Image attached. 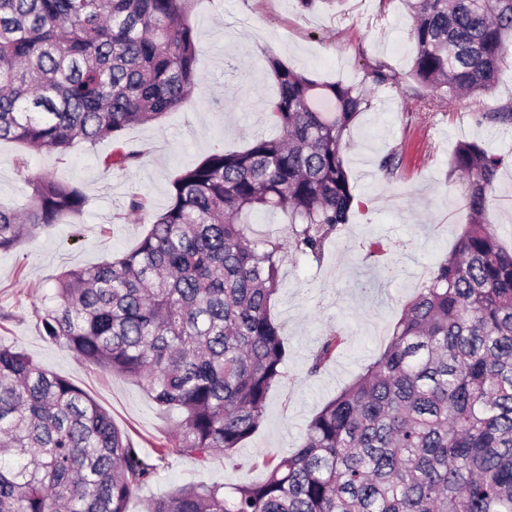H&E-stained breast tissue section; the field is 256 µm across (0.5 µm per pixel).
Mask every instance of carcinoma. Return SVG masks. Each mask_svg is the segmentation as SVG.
<instances>
[{
	"label": "carcinoma",
	"mask_w": 512,
	"mask_h": 512,
	"mask_svg": "<svg viewBox=\"0 0 512 512\" xmlns=\"http://www.w3.org/2000/svg\"><path fill=\"white\" fill-rule=\"evenodd\" d=\"M186 0H0V141L64 154L118 143L106 164L145 151L130 126L185 105L199 44ZM421 107L467 100L512 126V103L490 107L512 41V0H405ZM279 131L219 150L172 181L169 206L131 252L60 274L33 310L42 336L138 383L180 413L140 456L130 434L87 392L0 344V512H127L171 452L207 461L259 428L286 356L269 309L282 285L283 241L249 238L248 216L280 210L293 252L320 261L357 212L344 135L369 107L365 83L321 82L269 55ZM371 84L399 88L379 65ZM504 157L457 144L468 222L454 251L410 299L376 360L324 404L300 444L263 464L258 482L194 485L149 512H512V250L490 217ZM28 203L0 207V251L80 212L83 190L51 174L28 181ZM344 343L331 329L317 375Z\"/></svg>",
	"instance_id": "carcinoma-1"
}]
</instances>
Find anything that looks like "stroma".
<instances>
[{
    "mask_svg": "<svg viewBox=\"0 0 512 512\" xmlns=\"http://www.w3.org/2000/svg\"><path fill=\"white\" fill-rule=\"evenodd\" d=\"M185 8L200 46L199 83L179 110L124 132V141L146 151L139 166H105L113 151L107 140L76 144L63 155L0 141V204L23 207L28 178L42 172L77 185L88 198L80 214L19 249L0 252V311L10 315L0 322V343L21 348L86 391L145 455L165 442L177 412H163L137 383L80 361L66 345L40 334L33 309L51 293L54 278L137 244L148 222L128 212L130 194L143 195L151 212H162L184 169L215 150H242L255 137L274 135L264 114L276 93L267 56L321 81L358 84L376 63L403 73L404 80L396 92L374 89L368 110L345 135L359 212L326 243L321 262L291 252L282 266L270 315L288 343L284 377L269 391L259 429L238 448L237 467L220 453L203 463L171 453L128 512H145L151 500L180 486L260 479L262 460L295 448L324 403L378 357L406 301L452 250L466 222L464 186L448 173L458 142L475 141L505 157L491 217L503 245L512 247V127L479 121L463 100L432 116L417 110L423 89L405 76L414 46L403 0H345L333 10H306L298 0H187ZM228 54L237 60L239 78L224 74ZM395 149L402 168L390 180L378 164ZM375 240L384 250L371 258L367 249ZM375 278L380 286L373 293L359 290L361 280ZM334 328L342 331L343 345L319 374L309 375L313 354Z\"/></svg>",
    "mask_w": 512,
    "mask_h": 512,
    "instance_id": "1",
    "label": "stroma"
}]
</instances>
